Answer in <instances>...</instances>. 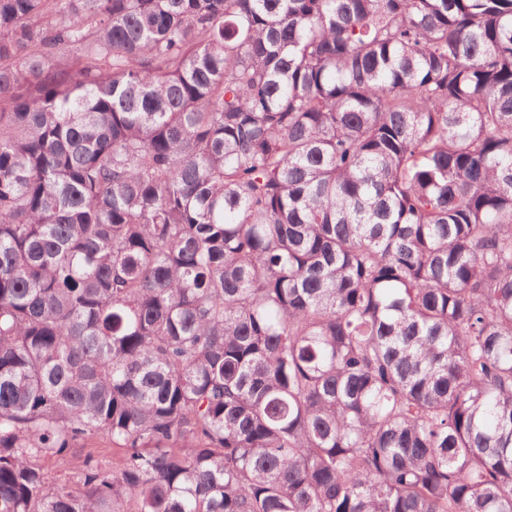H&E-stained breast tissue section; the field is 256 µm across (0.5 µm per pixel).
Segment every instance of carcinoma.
I'll return each instance as SVG.
<instances>
[{
	"instance_id": "1",
	"label": "carcinoma",
	"mask_w": 512,
	"mask_h": 512,
	"mask_svg": "<svg viewBox=\"0 0 512 512\" xmlns=\"http://www.w3.org/2000/svg\"><path fill=\"white\" fill-rule=\"evenodd\" d=\"M0 512H512V0H0Z\"/></svg>"
}]
</instances>
